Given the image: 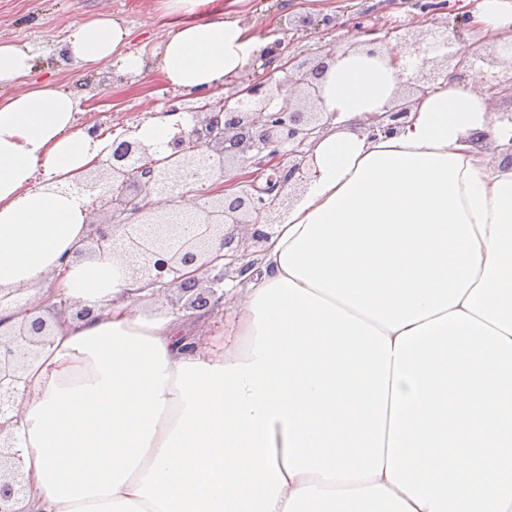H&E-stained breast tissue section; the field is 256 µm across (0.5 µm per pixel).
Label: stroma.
<instances>
[{
    "instance_id": "1",
    "label": "stroma",
    "mask_w": 512,
    "mask_h": 512,
    "mask_svg": "<svg viewBox=\"0 0 512 512\" xmlns=\"http://www.w3.org/2000/svg\"><path fill=\"white\" fill-rule=\"evenodd\" d=\"M422 0H237L238 17L259 35L277 29L282 12L294 16H335V28L282 33V53L306 60L358 27L378 28L381 35L415 33L426 16ZM106 12L129 31L127 48L142 55L147 66L134 82L113 83L112 63L80 70L63 61L61 49L71 30ZM184 15L171 13L168 0H0V43L28 45L33 69L19 86L48 82L77 95L81 108L78 126H97L102 132L137 126L164 109L173 88L160 68V47L169 30Z\"/></svg>"
}]
</instances>
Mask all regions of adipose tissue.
<instances>
[{
    "mask_svg": "<svg viewBox=\"0 0 512 512\" xmlns=\"http://www.w3.org/2000/svg\"><path fill=\"white\" fill-rule=\"evenodd\" d=\"M471 22L512 62V0ZM127 36L102 13L65 52L137 74ZM265 46L228 9L169 32L160 68L201 90ZM464 75L373 138L413 67L392 38L337 42L309 179L190 351L119 255H73L86 216L65 187L110 145L78 127V97L0 98V292L48 278L95 310L54 318L20 386L29 512H512V121L486 67Z\"/></svg>",
    "mask_w": 512,
    "mask_h": 512,
    "instance_id": "ef3b65f1",
    "label": "adipose tissue"
}]
</instances>
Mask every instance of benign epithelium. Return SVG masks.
<instances>
[{"label": "benign epithelium", "mask_w": 512, "mask_h": 512, "mask_svg": "<svg viewBox=\"0 0 512 512\" xmlns=\"http://www.w3.org/2000/svg\"><path fill=\"white\" fill-rule=\"evenodd\" d=\"M334 27L336 18L302 16L283 19V26ZM405 53L419 58L416 84L423 94L443 77L461 78L460 68L482 58L483 48L448 46L445 31L428 27L416 35L398 36ZM335 52H327L310 66L290 59L272 69L265 57L245 70L246 88L224 95L215 103L205 98L222 89L175 95L166 101L165 113L189 112L192 126L176 125L163 161L152 147L128 134L112 143L110 153L77 182L90 220L87 251L119 252L135 276L164 295L175 288L184 303L179 310L210 315L224 307L223 283L229 275H242L256 264L255 248L264 243L279 219L280 208L304 181L299 149L323 128L319 94ZM494 96L512 95V64L496 76ZM409 107L392 106L372 131L394 132L407 117ZM237 162L242 174L213 188L207 203L184 214L191 236L165 231L152 198L172 201L182 176L223 177L227 163ZM220 242L224 265L216 264L212 245ZM51 325L43 317L22 321L0 333V512H24L20 507L27 484L9 438L3 436L12 422L19 385L27 365L49 344Z\"/></svg>", "instance_id": "benign-epithelium-1"}]
</instances>
